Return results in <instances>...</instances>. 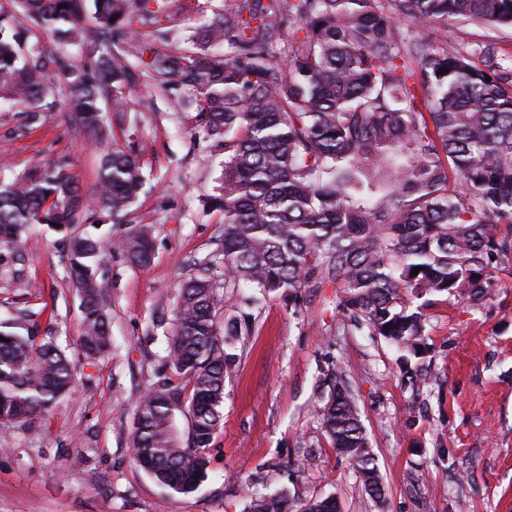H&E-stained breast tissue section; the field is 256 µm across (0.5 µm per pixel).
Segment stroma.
<instances>
[{"label":"stroma","instance_id":"1","mask_svg":"<svg viewBox=\"0 0 512 512\" xmlns=\"http://www.w3.org/2000/svg\"><path fill=\"white\" fill-rule=\"evenodd\" d=\"M221 0H175L157 27L191 34ZM512 56V28L448 25L444 48L481 41ZM191 114L146 112L138 130L118 129L150 177L128 216L154 229L146 268L112 248L126 226L95 206L100 146L43 113L22 127L0 103V177L24 178L66 160L106 245L97 279L112 349L89 362L78 348L81 298L67 277L62 233L34 225L0 245V320L23 317L71 359L76 389L31 426L0 423V512H244L245 488H287L294 506L336 497L340 512H512V261L495 264L481 305L434 297L425 310L429 352L404 369L396 349L336 312V286L305 289L295 305L279 299L247 307L245 288L223 287L212 269L219 316L250 312L225 380L223 419L201 488L181 494L157 484L134 461L135 405L169 372L167 338L178 284L212 259L220 213L202 198L218 184L224 147L196 140ZM358 401L383 476L372 499L326 439L315 411L328 374Z\"/></svg>","mask_w":512,"mask_h":512}]
</instances>
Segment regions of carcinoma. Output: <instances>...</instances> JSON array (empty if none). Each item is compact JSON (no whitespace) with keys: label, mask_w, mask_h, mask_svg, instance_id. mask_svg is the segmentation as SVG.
I'll return each instance as SVG.
<instances>
[{"label":"carcinoma","mask_w":512,"mask_h":512,"mask_svg":"<svg viewBox=\"0 0 512 512\" xmlns=\"http://www.w3.org/2000/svg\"><path fill=\"white\" fill-rule=\"evenodd\" d=\"M12 2L15 13H0V98L20 104L29 126L62 109L105 146L98 205L112 223H125L147 177L137 154L107 145L104 109L128 121L130 96L143 85L153 94L141 111H160L162 100L172 112H193L194 135L224 144L217 193L205 205L222 214L224 287L253 289L250 303L291 300L319 279L334 283L336 310L405 359L426 347L430 297L479 302L492 286L493 260L512 258V236L495 232L512 224V59L492 42L436 50L450 21L512 27V0H386L387 9L380 0H224L194 34L157 30L147 40L130 14L146 25L170 0ZM403 19L424 32L407 35ZM71 47L84 52L82 62ZM82 210L67 163L41 165L0 181V242L17 244L33 224L67 230ZM119 248L132 265L149 266L151 227L133 226ZM102 255L91 234L69 237L87 360L112 348L96 278ZM244 321L219 324L212 276L180 285L172 376L137 401L132 439L136 463L164 487L194 492L207 476ZM1 336L0 421L30 424L72 391L74 369L52 338H37L18 319L0 322ZM184 408L185 440L173 426ZM317 414L365 491L382 498L352 392L331 378ZM248 499L246 512L293 508L284 492Z\"/></svg>","instance_id":"cac0c4a2"}]
</instances>
